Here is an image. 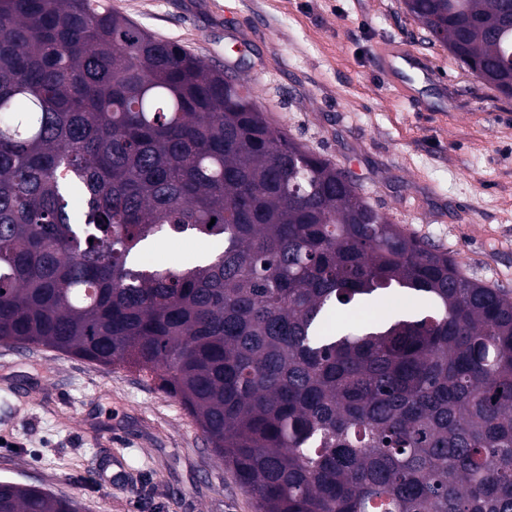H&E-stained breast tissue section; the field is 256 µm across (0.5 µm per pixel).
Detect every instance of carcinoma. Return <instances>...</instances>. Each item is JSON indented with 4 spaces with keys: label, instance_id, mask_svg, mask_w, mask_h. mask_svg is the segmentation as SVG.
<instances>
[{
    "label": "carcinoma",
    "instance_id": "1",
    "mask_svg": "<svg viewBox=\"0 0 512 512\" xmlns=\"http://www.w3.org/2000/svg\"><path fill=\"white\" fill-rule=\"evenodd\" d=\"M404 5L512 99V0ZM186 232L222 247L143 261ZM0 343L156 375L256 512H512V293L98 0H0Z\"/></svg>",
    "mask_w": 512,
    "mask_h": 512
}]
</instances>
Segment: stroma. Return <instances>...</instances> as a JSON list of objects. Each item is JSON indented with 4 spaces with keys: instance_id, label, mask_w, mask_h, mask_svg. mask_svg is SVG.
Wrapping results in <instances>:
<instances>
[{
    "instance_id": "obj_1",
    "label": "stroma",
    "mask_w": 512,
    "mask_h": 512,
    "mask_svg": "<svg viewBox=\"0 0 512 512\" xmlns=\"http://www.w3.org/2000/svg\"><path fill=\"white\" fill-rule=\"evenodd\" d=\"M148 32L247 82L259 109L348 171L392 221L512 290V101L427 43L402 0H106ZM244 50H236V42ZM425 54L448 108L419 112L376 65L381 44ZM219 239L169 238L176 268ZM0 480L80 512H255V500L156 380L48 348L0 343Z\"/></svg>"
}]
</instances>
